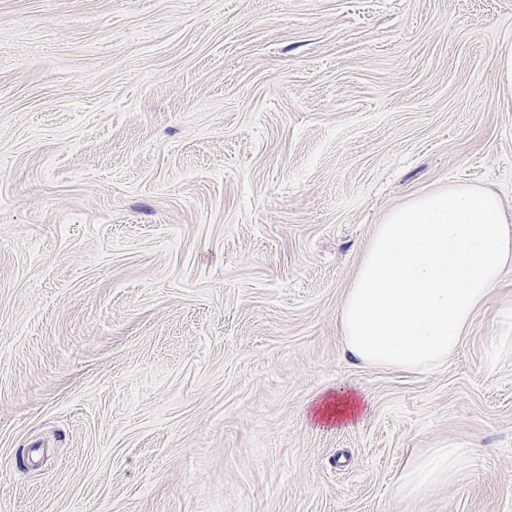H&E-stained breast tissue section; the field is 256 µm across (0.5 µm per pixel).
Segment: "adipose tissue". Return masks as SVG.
<instances>
[{"mask_svg":"<svg viewBox=\"0 0 512 512\" xmlns=\"http://www.w3.org/2000/svg\"><path fill=\"white\" fill-rule=\"evenodd\" d=\"M511 270L512 222L495 193L452 183L411 196L376 226L356 266L339 311L345 347L400 371L439 365ZM469 456L439 448L409 459L396 497L425 493Z\"/></svg>","mask_w":512,"mask_h":512,"instance_id":"adipose-tissue-1","label":"adipose tissue"}]
</instances>
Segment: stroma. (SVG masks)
I'll list each match as a JSON object with an SVG mask.
<instances>
[{"label": "stroma", "instance_id": "obj_1", "mask_svg": "<svg viewBox=\"0 0 512 512\" xmlns=\"http://www.w3.org/2000/svg\"><path fill=\"white\" fill-rule=\"evenodd\" d=\"M511 50L512 0H0V512H512V274L436 368L337 324L410 196L512 214ZM360 400L353 395L350 390L336 389V397L334 400L327 399L324 407H320L317 413L320 418L330 422L332 419L336 421L338 426L342 423L346 425V421H353L361 417ZM470 456L467 448H439L409 459L395 487L399 499L417 497L454 471L461 469Z\"/></svg>", "mask_w": 512, "mask_h": 512}]
</instances>
